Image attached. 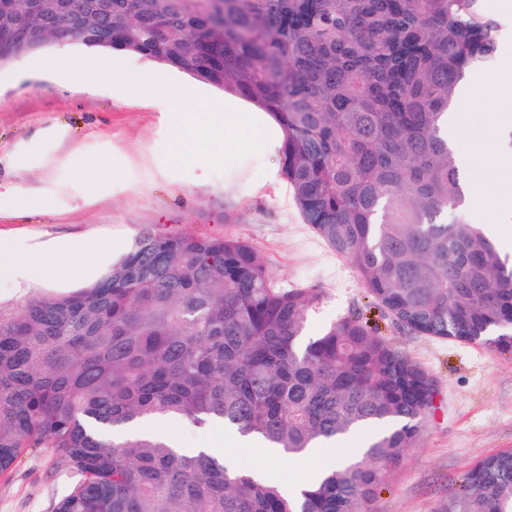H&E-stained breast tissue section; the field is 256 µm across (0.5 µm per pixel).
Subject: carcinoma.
Returning <instances> with one entry per match:
<instances>
[{"label":"carcinoma","mask_w":512,"mask_h":512,"mask_svg":"<svg viewBox=\"0 0 512 512\" xmlns=\"http://www.w3.org/2000/svg\"><path fill=\"white\" fill-rule=\"evenodd\" d=\"M80 0L87 47L159 60L274 117L303 223L418 335L512 350V258L467 217L450 113L495 59L482 0ZM63 0L28 16L43 49ZM317 288H282L248 240L142 232L94 284L0 309V473L46 448L73 475L53 512H370L416 439L429 375L353 315L307 335ZM221 423L296 458L389 428L296 497L212 455L127 433ZM437 512H512V451Z\"/></svg>","instance_id":"1"}]
</instances>
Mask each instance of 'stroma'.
<instances>
[{
    "instance_id": "stroma-1",
    "label": "stroma",
    "mask_w": 512,
    "mask_h": 512,
    "mask_svg": "<svg viewBox=\"0 0 512 512\" xmlns=\"http://www.w3.org/2000/svg\"><path fill=\"white\" fill-rule=\"evenodd\" d=\"M56 50L52 43L0 66V160L26 159L19 184L55 202L45 211L1 215V233L91 236L127 248L146 230L238 236L257 248L280 286L321 290L308 335L352 313L377 324L387 344L432 377L435 398L372 512H437L479 460L512 450V352L412 334L381 318L351 266L303 224L286 182L260 185L261 172L279 165V156L247 155L198 182L196 170L170 166L162 150L170 115L183 104L113 86L108 75L73 86L44 67ZM454 111L463 141L496 145L503 109L492 91L459 95ZM51 125L64 127L67 137L42 142L41 131ZM80 160L119 168L122 177L99 183L89 204L79 207L75 201L86 191L75 169ZM460 163L486 188L469 211L474 223H485L501 194L512 192V178L478 153L461 154ZM224 455L240 468L270 467L285 479L310 471L306 460H272L259 448L228 446ZM70 485L49 452L26 453L0 474V512H52Z\"/></svg>"
}]
</instances>
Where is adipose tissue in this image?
I'll return each instance as SVG.
<instances>
[{"mask_svg":"<svg viewBox=\"0 0 512 512\" xmlns=\"http://www.w3.org/2000/svg\"><path fill=\"white\" fill-rule=\"evenodd\" d=\"M282 139L281 128L267 113L246 109L236 95L229 93L224 97L223 111L176 114L167 141V157L172 166L192 167L205 177L217 165H234L245 153H277ZM82 253L106 259L112 254V244L100 239L77 243L61 237L0 236V279L50 286L92 276V269L77 260Z\"/></svg>","mask_w":512,"mask_h":512,"instance_id":"adipose-tissue-1","label":"adipose tissue"}]
</instances>
